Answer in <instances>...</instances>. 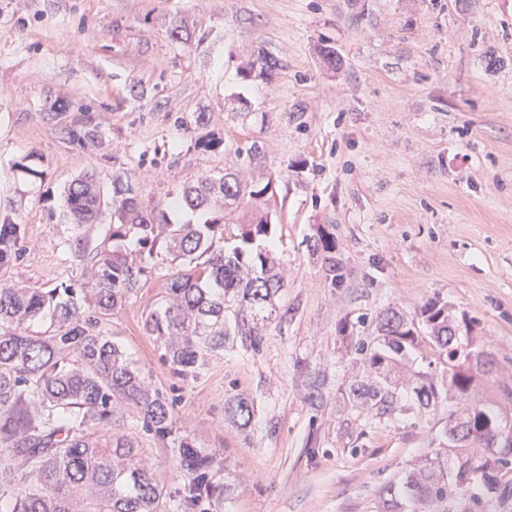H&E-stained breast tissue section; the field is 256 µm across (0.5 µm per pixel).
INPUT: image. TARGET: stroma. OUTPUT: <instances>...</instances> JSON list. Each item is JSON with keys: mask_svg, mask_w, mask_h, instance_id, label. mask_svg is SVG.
<instances>
[{"mask_svg": "<svg viewBox=\"0 0 512 512\" xmlns=\"http://www.w3.org/2000/svg\"><path fill=\"white\" fill-rule=\"evenodd\" d=\"M49 98L68 117L89 112L104 145L69 143L41 116ZM210 137L223 149L197 148ZM88 171L107 192L114 173L136 174L140 201L168 204L175 224L209 218L169 205L200 177L271 185L259 244L284 275V317L259 349L231 342L195 378L173 375L143 327L168 262L99 322L172 400L179 436L213 455L221 512H385L381 486L440 450L449 413L484 404L512 428V0H0V219L24 225L26 246L8 277L79 280L53 219ZM328 224L338 286L311 250ZM433 298L485 353L464 365L467 396L358 416L353 346L381 311L411 315ZM236 394L255 406L243 431L224 420ZM125 429L177 486L175 445L132 419Z\"/></svg>", "mask_w": 512, "mask_h": 512, "instance_id": "35a3bbf8", "label": "stroma"}]
</instances>
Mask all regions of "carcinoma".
Here are the masks:
<instances>
[{
    "mask_svg": "<svg viewBox=\"0 0 512 512\" xmlns=\"http://www.w3.org/2000/svg\"><path fill=\"white\" fill-rule=\"evenodd\" d=\"M43 118L60 124L72 143L99 148L105 142L104 131L86 114L61 123L63 113L53 101L45 104ZM270 185H248L226 172L184 186L176 203L214 212L204 224L168 223L162 208L139 200L129 173L113 176L110 197L86 173L68 186L69 227L61 244L81 267L80 286L32 289L0 279V512H215L220 507L224 484L209 454L180 442L177 463L185 480L169 490L121 430L133 416L143 432L167 439L176 425L173 402L97 329L96 316L134 296L147 269L156 268L149 258L160 246L179 269L167 280L160 305L147 313L144 328L159 342L173 373L184 380L195 377L231 338L259 348L278 317L275 297L283 283L273 253L252 248L270 232ZM227 201L243 206L242 245L231 252L219 246ZM106 213L112 224L99 243L89 229ZM22 237V225L0 223L1 270L21 257ZM131 239L148 247V257L129 259ZM313 252L331 275L342 269L328 227H319ZM39 322L49 323V330H31ZM421 330L440 356L458 359L460 329L447 304L428 300L413 316L385 310L378 316L377 336L355 347L364 373L348 396L358 413L390 416L404 394L420 409L438 405L434 380L406 369ZM448 388L467 393L470 375L453 371ZM224 416L244 430L254 406L237 395L224 406ZM445 435L478 444L481 453L472 451L451 468L439 456L427 458L403 479L385 484L381 495L389 512H448L454 494L479 504L512 501V436L493 409L476 405L462 415L449 413Z\"/></svg>",
    "mask_w": 512,
    "mask_h": 512,
    "instance_id": "obj_1",
    "label": "carcinoma"
}]
</instances>
